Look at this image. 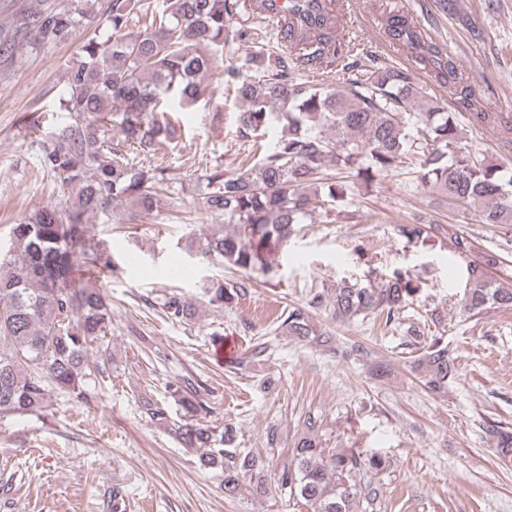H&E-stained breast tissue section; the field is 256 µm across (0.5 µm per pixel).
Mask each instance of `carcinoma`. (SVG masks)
<instances>
[{
    "instance_id": "1",
    "label": "carcinoma",
    "mask_w": 512,
    "mask_h": 512,
    "mask_svg": "<svg viewBox=\"0 0 512 512\" xmlns=\"http://www.w3.org/2000/svg\"><path fill=\"white\" fill-rule=\"evenodd\" d=\"M266 0H107L110 35L88 36L76 61L66 67L59 99L67 119L51 132L39 157L59 195L53 204L32 210L12 226L9 248L0 250V418L43 415L50 388L88 399V382L100 372V339L112 329V305L104 286L81 283L74 268L108 264L89 240V217L112 211L118 201L139 215L160 208L165 170L135 162L112 143L108 128L146 158L170 148L176 125L170 113L212 101L232 88L241 103L238 137L251 142L272 126L281 129L270 146H261L248 166L205 168L203 207L224 217L234 231L187 238L201 260L241 273L277 277L272 252L288 242L294 226L316 209L340 214L347 186L322 171L326 158L339 172L369 184L380 175L407 174L438 204L481 209L483 223L512 228V167L488 161L464 144L458 116L445 103L427 98L414 72L382 64L364 50L336 42L330 30L338 0H288L278 21L296 56L243 49L236 63L224 64L226 22L244 12L263 14ZM83 10L41 8L24 11L13 30L0 29V68L21 63L22 50L36 51L67 37ZM389 41L415 51L416 61L435 73L438 83L458 91L457 67L439 46L420 39L405 17L388 19ZM344 71L335 87H316L296 79L299 67ZM433 224H397L409 241L428 237ZM501 263L490 252L467 263L465 310L480 320L496 310H512V289L494 286L489 271ZM209 303L233 308L248 288L240 281L203 286ZM422 288L406 272L395 271L379 288L346 283L332 291L310 289L306 305L291 306L278 328L290 336L326 346L327 330L311 323L309 311L327 308L348 322L373 314L386 325L400 323L405 308ZM173 320L193 316L192 304L176 293L163 299ZM421 383L432 395L448 392L458 375L456 358L443 336L425 342L417 360ZM184 411L169 433L184 448L200 451L205 469L224 472V496L235 499L243 481L257 497L286 492L310 512H378L377 489L358 476L380 474L387 460L377 452L322 446L317 421L309 416L274 482L265 461L238 448L237 430H224L201 418L197 385L183 379L169 385ZM502 460H512V432L490 425Z\"/></svg>"
}]
</instances>
